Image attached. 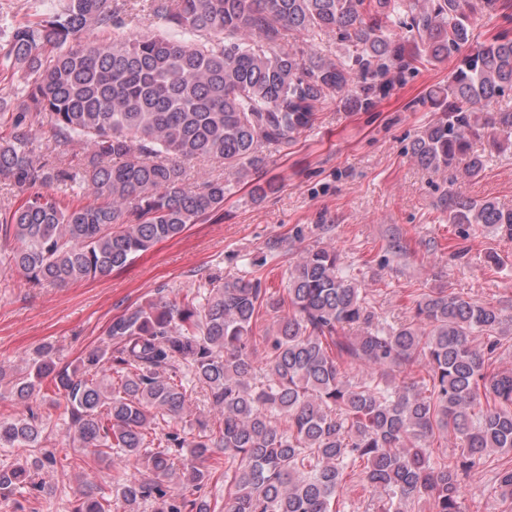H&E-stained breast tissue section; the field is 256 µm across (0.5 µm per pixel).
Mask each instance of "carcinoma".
<instances>
[{
    "label": "carcinoma",
    "mask_w": 512,
    "mask_h": 512,
    "mask_svg": "<svg viewBox=\"0 0 512 512\" xmlns=\"http://www.w3.org/2000/svg\"><path fill=\"white\" fill-rule=\"evenodd\" d=\"M166 32L130 31L129 0H35L32 18L0 14V69L20 73L14 102L0 96V233L17 247L8 264L35 285L101 279L154 244L224 210L235 184L260 201L274 184L252 180L265 148L283 149L342 101L368 109L426 65L455 60L448 86L430 91L438 113L411 157L425 169L478 175L479 127L512 136V111L488 108L512 92V36L470 47L478 15L500 0H151ZM407 29L408 35L398 33ZM334 36L342 53L308 61L277 51L280 31ZM52 139L35 144L36 117ZM82 144L87 163L68 161ZM224 165V177L191 184L186 164ZM88 188L96 203L65 206L53 188ZM450 224H485L512 240V208L448 190ZM272 312L257 346L254 325ZM512 315L439 288L422 294L412 320L386 325L366 306L333 247L305 250L289 270L287 298L260 279L214 272L179 300L159 298L112 319L102 344L72 369L52 349L11 381L22 411L0 418V448L28 454L0 468V497L31 489L19 512H38L57 464L41 446L34 392L49 381L64 398L83 447L146 477L118 485L124 512H215L198 490L209 461L236 462L224 512H339L347 485L381 489L377 512H463L462 482L493 453L512 451V371L494 367ZM486 342L479 348L475 336ZM201 389L215 426L164 431ZM457 452L437 461L448 431ZM184 448L181 466L172 449ZM512 500V465L499 470ZM85 492L72 512H111Z\"/></svg>",
    "instance_id": "1"
}]
</instances>
